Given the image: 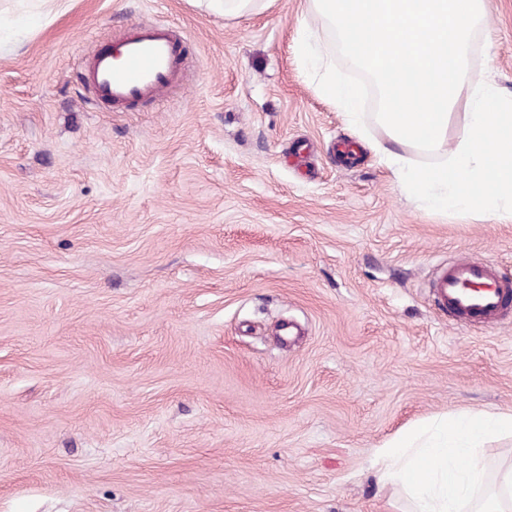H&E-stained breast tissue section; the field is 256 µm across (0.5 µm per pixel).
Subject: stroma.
<instances>
[{"label": "stroma", "instance_id": "35a3bbf8", "mask_svg": "<svg viewBox=\"0 0 512 512\" xmlns=\"http://www.w3.org/2000/svg\"><path fill=\"white\" fill-rule=\"evenodd\" d=\"M300 8L0 0V512H404L376 448L512 410V325L428 294L464 254L512 270V219L408 199L305 74ZM487 9L471 66L512 95V0ZM154 19L188 80L88 104L79 58ZM205 7L224 16L239 19L261 14L271 7L273 0H200Z\"/></svg>", "mask_w": 512, "mask_h": 512}]
</instances>
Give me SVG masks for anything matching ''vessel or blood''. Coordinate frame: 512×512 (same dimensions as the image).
Instances as JSON below:
<instances>
[{
  "instance_id": "b4317fda",
  "label": "vessel or blood",
  "mask_w": 512,
  "mask_h": 512,
  "mask_svg": "<svg viewBox=\"0 0 512 512\" xmlns=\"http://www.w3.org/2000/svg\"><path fill=\"white\" fill-rule=\"evenodd\" d=\"M186 33L177 23L151 20L97 49L81 63L82 86L93 100L135 111L161 101L187 77ZM431 303L457 326L495 329L512 322V279L488 261L464 255L437 266Z\"/></svg>"
}]
</instances>
